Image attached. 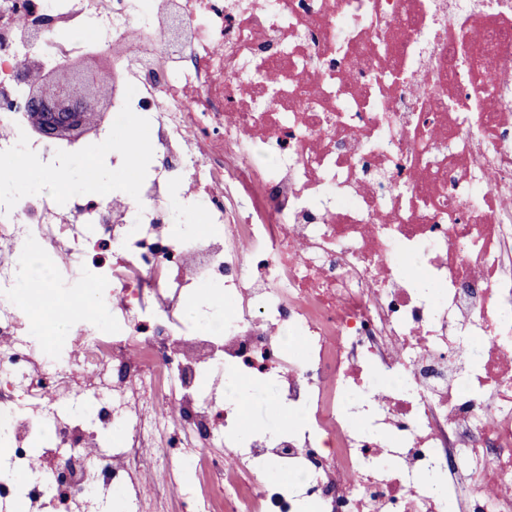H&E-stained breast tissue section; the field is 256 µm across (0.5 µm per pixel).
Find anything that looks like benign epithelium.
I'll list each match as a JSON object with an SVG mask.
<instances>
[{
    "mask_svg": "<svg viewBox=\"0 0 512 512\" xmlns=\"http://www.w3.org/2000/svg\"><path fill=\"white\" fill-rule=\"evenodd\" d=\"M25 105L36 134L44 137H88L106 122L112 80L70 59L46 67L37 58L24 63Z\"/></svg>",
    "mask_w": 512,
    "mask_h": 512,
    "instance_id": "1",
    "label": "benign epithelium"
}]
</instances>
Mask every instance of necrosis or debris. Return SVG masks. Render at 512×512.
Masks as SVG:
<instances>
[{
  "label": "necrosis or debris",
  "instance_id": "necrosis-or-debris-1",
  "mask_svg": "<svg viewBox=\"0 0 512 512\" xmlns=\"http://www.w3.org/2000/svg\"><path fill=\"white\" fill-rule=\"evenodd\" d=\"M0 0V164L87 146L33 135L18 73L112 47V108L150 120L135 198L74 189L0 199V428L27 471L100 431L98 459L44 472L97 512L180 497L192 512H512V0ZM93 32L30 41L43 18ZM178 177L205 234L175 232ZM58 257L56 300L89 288L68 343L47 347L19 295L20 244ZM420 266L441 286L407 276ZM222 288L221 318L183 296ZM275 383L299 429L245 446L234 395L202 372ZM49 399L63 404L44 415ZM201 462L181 492L168 448ZM287 468L292 484L273 480ZM160 472L150 498L143 467Z\"/></svg>",
  "mask_w": 512,
  "mask_h": 512
}]
</instances>
